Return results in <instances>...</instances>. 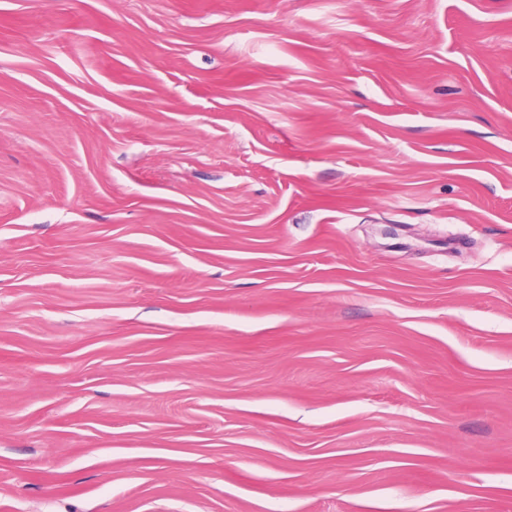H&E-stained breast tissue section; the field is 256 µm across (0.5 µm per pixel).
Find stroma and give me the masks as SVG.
Returning a JSON list of instances; mask_svg holds the SVG:
<instances>
[{"label": "stroma", "mask_w": 512, "mask_h": 512, "mask_svg": "<svg viewBox=\"0 0 512 512\" xmlns=\"http://www.w3.org/2000/svg\"><path fill=\"white\" fill-rule=\"evenodd\" d=\"M0 512H512V0H0Z\"/></svg>", "instance_id": "stroma-1"}]
</instances>
